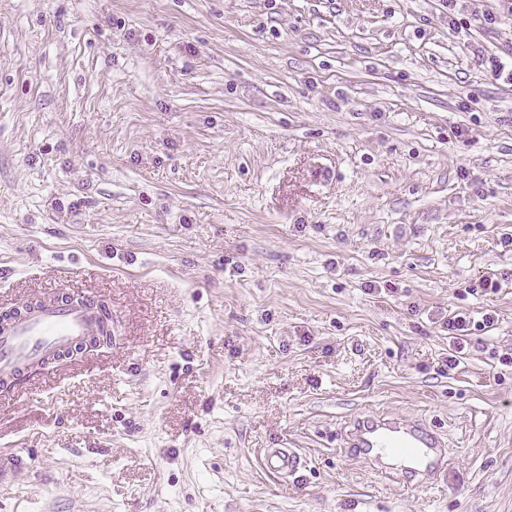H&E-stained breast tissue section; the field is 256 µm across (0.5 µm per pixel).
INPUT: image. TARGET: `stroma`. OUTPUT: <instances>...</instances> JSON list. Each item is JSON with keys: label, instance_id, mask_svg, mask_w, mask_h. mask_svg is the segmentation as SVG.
Listing matches in <instances>:
<instances>
[{"label": "stroma", "instance_id": "obj_1", "mask_svg": "<svg viewBox=\"0 0 512 512\" xmlns=\"http://www.w3.org/2000/svg\"><path fill=\"white\" fill-rule=\"evenodd\" d=\"M482 48L512 22L441 0H0V315L84 291L115 328L0 394V512H512V85ZM489 309L442 373V316ZM365 412L435 426L445 481L342 452ZM265 468L281 479H288L306 467L302 455L295 448H267L264 452Z\"/></svg>", "mask_w": 512, "mask_h": 512}]
</instances>
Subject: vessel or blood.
<instances>
[{"label": "vessel or blood", "mask_w": 512, "mask_h": 512, "mask_svg": "<svg viewBox=\"0 0 512 512\" xmlns=\"http://www.w3.org/2000/svg\"><path fill=\"white\" fill-rule=\"evenodd\" d=\"M102 307L86 294L63 296L0 317V388L22 386L31 369L60 360L67 352L100 335ZM342 446L373 470L404 478L413 488L445 480L448 451L442 435L417 418L383 413L351 416L340 429ZM265 468L285 479L306 462L294 448H269Z\"/></svg>", "instance_id": "obj_1"}]
</instances>
